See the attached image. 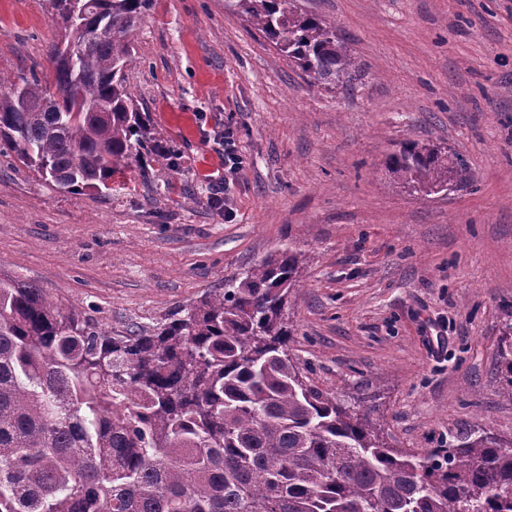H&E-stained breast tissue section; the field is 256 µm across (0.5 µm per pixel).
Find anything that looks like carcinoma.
Masks as SVG:
<instances>
[{
    "label": "carcinoma",
    "instance_id": "obj_1",
    "mask_svg": "<svg viewBox=\"0 0 512 512\" xmlns=\"http://www.w3.org/2000/svg\"><path fill=\"white\" fill-rule=\"evenodd\" d=\"M51 77L0 78V149L67 191L108 186L151 151L126 90L130 39L150 0H93L69 22ZM311 85L359 66L333 27L290 0H225ZM401 184L435 193L470 173L450 149L388 156ZM300 253L288 248L127 336L0 281V512H512V441L477 430L426 453L390 447L366 410L309 384L283 322ZM502 393L512 399V324Z\"/></svg>",
    "mask_w": 512,
    "mask_h": 512
}]
</instances>
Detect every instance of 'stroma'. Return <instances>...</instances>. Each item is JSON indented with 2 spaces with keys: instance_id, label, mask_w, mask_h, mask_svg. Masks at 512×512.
Here are the masks:
<instances>
[{
  "instance_id": "obj_1",
  "label": "stroma",
  "mask_w": 512,
  "mask_h": 512,
  "mask_svg": "<svg viewBox=\"0 0 512 512\" xmlns=\"http://www.w3.org/2000/svg\"><path fill=\"white\" fill-rule=\"evenodd\" d=\"M360 69L308 76L224 0H152L127 89L165 155L68 192L0 155V279L122 336L278 250L302 255L285 319L310 383L422 453L512 439L498 348L512 324V0H293ZM50 0H0V77L44 75ZM243 158L224 180V132ZM458 152L472 178L407 191L390 153Z\"/></svg>"
}]
</instances>
